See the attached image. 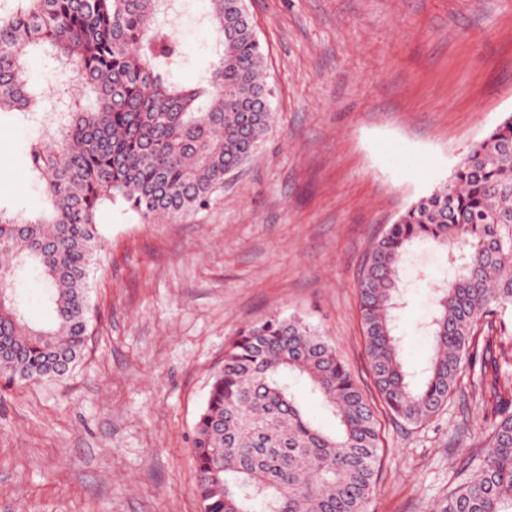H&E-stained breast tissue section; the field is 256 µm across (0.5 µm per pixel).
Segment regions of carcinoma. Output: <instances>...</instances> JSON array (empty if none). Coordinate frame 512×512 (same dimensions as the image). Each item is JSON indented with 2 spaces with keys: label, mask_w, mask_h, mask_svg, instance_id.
Segmentation results:
<instances>
[{
  "label": "carcinoma",
  "mask_w": 512,
  "mask_h": 512,
  "mask_svg": "<svg viewBox=\"0 0 512 512\" xmlns=\"http://www.w3.org/2000/svg\"><path fill=\"white\" fill-rule=\"evenodd\" d=\"M0 6V112L43 125L27 175L43 207L30 217L0 210V378L58 381L88 336L87 275L102 244L96 215L123 202L145 220L207 206L226 178L261 149L273 122V88L251 19L237 0H202L198 23L218 36L217 57L196 84L174 81L185 52L164 0H9ZM81 89L65 122L45 123L31 83L33 56ZM447 254L426 323L432 355L413 385L400 352L395 309L409 248ZM32 270L48 318L33 321L14 294ZM366 353L376 391L408 424L431 420L462 374L490 396V448L462 475L442 512H512V377L493 331L512 310V117L474 144L449 181L404 211L370 249L358 284ZM488 328L475 340L479 323ZM302 381L334 414L329 433L291 390ZM381 455L379 424L335 348L296 316L271 315L240 330L214 374L195 423L192 460L202 512H366Z\"/></svg>",
  "instance_id": "1"
}]
</instances>
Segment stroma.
Returning a JSON list of instances; mask_svg holds the SVG:
<instances>
[{
  "label": "stroma",
  "mask_w": 512,
  "mask_h": 512,
  "mask_svg": "<svg viewBox=\"0 0 512 512\" xmlns=\"http://www.w3.org/2000/svg\"><path fill=\"white\" fill-rule=\"evenodd\" d=\"M267 57L274 122L260 151L195 214L152 223L101 207L89 336L62 380L0 381V512H201L195 420L230 338L300 317L372 391L358 280L371 243L448 181L512 115V0H247ZM179 82L208 63L193 14ZM39 126L0 115V207L30 213ZM442 255L407 257L404 359L431 354ZM379 478L366 512H437L489 449L493 420L468 377L425 424L376 410Z\"/></svg>",
  "instance_id": "35a3bbf8"
}]
</instances>
